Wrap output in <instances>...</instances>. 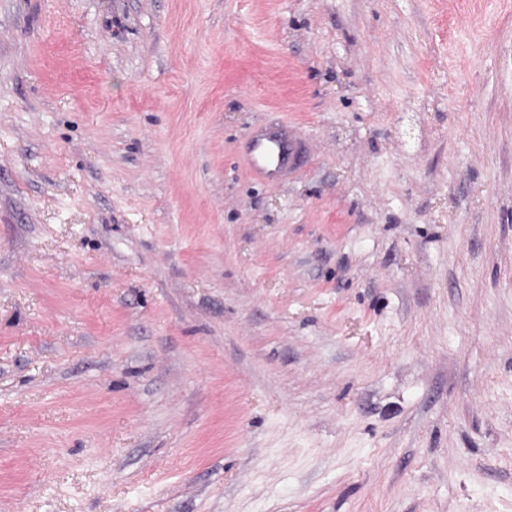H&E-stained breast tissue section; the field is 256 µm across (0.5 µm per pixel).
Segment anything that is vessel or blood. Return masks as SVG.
I'll list each match as a JSON object with an SVG mask.
<instances>
[{
	"label": "vessel or blood",
	"mask_w": 512,
	"mask_h": 512,
	"mask_svg": "<svg viewBox=\"0 0 512 512\" xmlns=\"http://www.w3.org/2000/svg\"><path fill=\"white\" fill-rule=\"evenodd\" d=\"M307 155L305 138L293 125L282 122L251 131L245 149V162L261 178L286 179L302 169Z\"/></svg>",
	"instance_id": "b4317fda"
}]
</instances>
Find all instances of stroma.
I'll list each match as a JSON object with an SVG mask.
<instances>
[{"mask_svg": "<svg viewBox=\"0 0 512 512\" xmlns=\"http://www.w3.org/2000/svg\"><path fill=\"white\" fill-rule=\"evenodd\" d=\"M0 512H512V0H0ZM308 155L300 132L287 122L259 126L251 131L245 149L248 168L264 179H286L296 175Z\"/></svg>", "mask_w": 512, "mask_h": 512, "instance_id": "35a3bbf8", "label": "stroma"}]
</instances>
